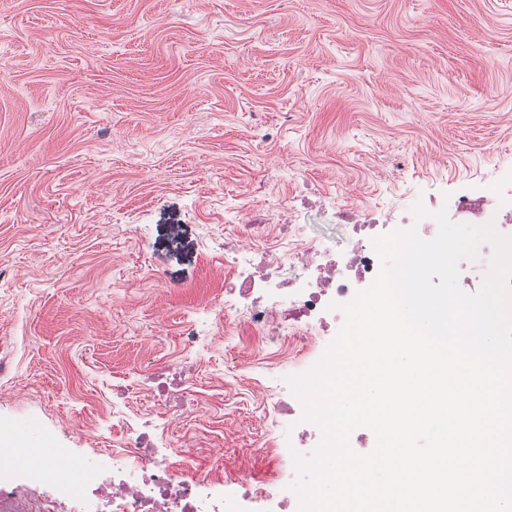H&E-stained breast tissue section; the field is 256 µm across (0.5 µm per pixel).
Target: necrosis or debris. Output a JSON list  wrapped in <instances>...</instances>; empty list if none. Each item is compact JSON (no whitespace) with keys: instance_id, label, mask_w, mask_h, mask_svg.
Wrapping results in <instances>:
<instances>
[{"instance_id":"1","label":"necrosis or debris","mask_w":512,"mask_h":512,"mask_svg":"<svg viewBox=\"0 0 512 512\" xmlns=\"http://www.w3.org/2000/svg\"><path fill=\"white\" fill-rule=\"evenodd\" d=\"M450 219L482 225L512 235V190L468 192L450 197ZM432 216L401 217L398 225L358 219L351 209L336 212L332 234L307 233L301 224H278L260 248L241 247L225 256L224 307L242 305L241 318L265 343L279 345L289 357L315 354L345 323L343 304L370 287L379 269L373 241L399 229H416L426 240L435 236ZM276 412L291 423L296 448L317 447L321 438L313 423L302 421V406L279 390ZM178 406L162 400L157 411L137 413L123 421L122 437L113 449L112 469L103 472L93 457H71L68 474L25 462L30 432L0 427V493L25 477L48 488L56 498L76 502L78 512H299L298 499L285 477L294 473L291 457L277 444L260 448L262 456L279 458L280 466L264 478L228 472L187 474L189 451L171 447L160 436L158 416L173 420Z\"/></svg>"}]
</instances>
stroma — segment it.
I'll list each match as a JSON object with an SVG mask.
<instances>
[{
    "label": "stroma",
    "mask_w": 512,
    "mask_h": 512,
    "mask_svg": "<svg viewBox=\"0 0 512 512\" xmlns=\"http://www.w3.org/2000/svg\"><path fill=\"white\" fill-rule=\"evenodd\" d=\"M509 187L512 0H0V424L44 463L111 447L113 386L175 361L168 441L261 474L292 367L221 315L217 243Z\"/></svg>",
    "instance_id": "stroma-1"
}]
</instances>
